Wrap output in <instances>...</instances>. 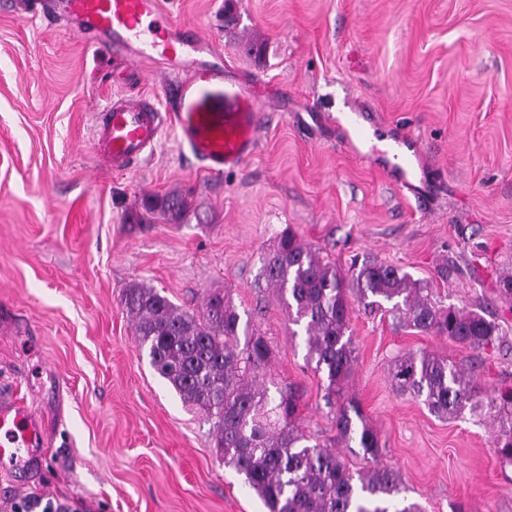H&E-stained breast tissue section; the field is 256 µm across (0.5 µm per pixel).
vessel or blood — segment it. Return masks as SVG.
Wrapping results in <instances>:
<instances>
[{
	"label": "vessel or blood",
	"instance_id": "1",
	"mask_svg": "<svg viewBox=\"0 0 512 512\" xmlns=\"http://www.w3.org/2000/svg\"><path fill=\"white\" fill-rule=\"evenodd\" d=\"M20 17H67L86 41L123 54L135 65L149 64L169 76L163 91L186 94L189 86L220 84L224 69L211 63L212 38L175 24L160 0H0ZM265 107L257 93L227 91L223 109L199 101L186 110H162L156 97L117 95L100 113L93 139L97 157L128 170L151 157L166 128H174L182 149L204 171L221 174L242 167L257 151ZM384 170L399 189L427 193L421 151L413 136L391 140ZM48 445L35 409L23 399L0 396V469L18 468Z\"/></svg>",
	"mask_w": 512,
	"mask_h": 512
}]
</instances>
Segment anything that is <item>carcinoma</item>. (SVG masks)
Here are the masks:
<instances>
[{"mask_svg": "<svg viewBox=\"0 0 512 512\" xmlns=\"http://www.w3.org/2000/svg\"><path fill=\"white\" fill-rule=\"evenodd\" d=\"M188 207L187 197L176 195L163 201L161 210L175 220ZM263 272L288 320L304 328L307 361L325 373L327 394L338 396L340 440L357 443L365 461L377 460L381 442L359 404L343 393L355 361L350 294L385 311L398 326L445 336L475 352L494 349L502 339L494 320L440 305L426 283L398 267L365 261L345 276L288 228L265 254ZM123 302L153 369L184 403L205 414L217 455L242 476L267 512H421L419 504L401 496L406 487L398 471L378 465L353 469L300 430L299 396L290 387L270 393L264 375L272 349L264 336L241 326L223 293H211L199 315L145 285L127 288ZM391 377L396 391L422 399L440 417H456L467 407L486 409L501 425L497 453L512 463V387L482 405L472 375L425 351L398 357Z\"/></svg>", "mask_w": 512, "mask_h": 512, "instance_id": "1", "label": "carcinoma"}]
</instances>
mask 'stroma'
Instances as JSON below:
<instances>
[{"label":"stroma","instance_id":"1","mask_svg":"<svg viewBox=\"0 0 512 512\" xmlns=\"http://www.w3.org/2000/svg\"><path fill=\"white\" fill-rule=\"evenodd\" d=\"M181 26L215 39L230 83L270 111L256 154L207 174L167 130L131 171L96 160L97 110L118 92L153 95L161 77L86 43L66 22L0 10V394L35 406L50 442L26 478L0 471V512H264L220 461L205 415L139 348L122 296L142 283L201 312L221 290L273 350L267 377L295 387L298 421L335 443L336 404L306 362L304 334L262 275L283 229L340 269L354 257L403 268L445 306L484 312L499 349L474 352L404 329L352 302L356 360L346 395L380 432L425 512H512V464L497 423L431 413L396 392L409 351L448 357L487 394L512 387V0H161ZM421 142L432 193L394 187L343 141L337 118ZM191 208L170 220L172 194Z\"/></svg>","mask_w":512,"mask_h":512}]
</instances>
